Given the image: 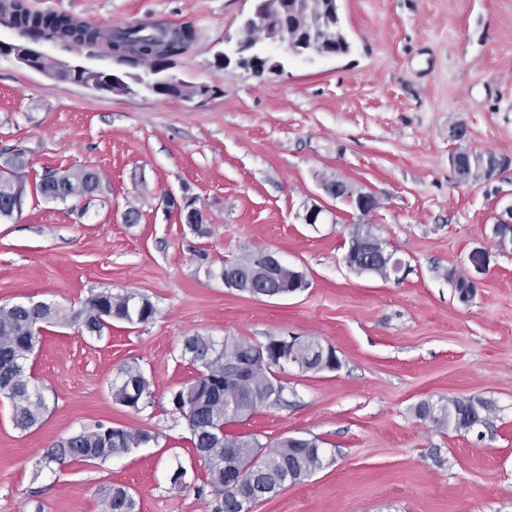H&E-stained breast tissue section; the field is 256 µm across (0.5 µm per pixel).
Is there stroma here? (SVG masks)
<instances>
[{"label":"stroma","mask_w":512,"mask_h":512,"mask_svg":"<svg viewBox=\"0 0 512 512\" xmlns=\"http://www.w3.org/2000/svg\"><path fill=\"white\" fill-rule=\"evenodd\" d=\"M108 31L133 23L191 25L173 60L201 104L159 94L60 84L0 56V161L25 150L29 192L0 223V305L27 298L80 308L96 292L134 291L156 308L147 323L113 322L102 340L44 330L29 364L49 409L16 429L0 402V512H103L101 491L127 487L139 512H208L207 497L171 482L176 464L199 477L185 420L170 395L190 381L185 337L252 343L310 336L336 369L279 375L283 403L258 409L231 432L272 444L319 439L323 468L253 512H512V251H494L470 301L448 270L492 248V226L512 204V0H339L349 52L292 60L252 76L218 62L239 37L251 0H25ZM465 148L506 157L493 176L461 181L451 128ZM101 173L90 197L51 201L34 187L49 170ZM344 180L379 202L368 216L324 195ZM197 197L202 232L164 209V194ZM325 223H302L306 205ZM140 212L127 224L128 209ZM373 225L399 276L348 268L350 232ZM276 251L308 288L257 298L226 288L225 261ZM138 365L152 402L117 405L110 385ZM469 400L480 432L416 418L420 403ZM105 422L147 429L155 442L98 464L35 475L44 449Z\"/></svg>","instance_id":"stroma-1"}]
</instances>
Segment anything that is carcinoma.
Instances as JSON below:
<instances>
[{"label": "carcinoma", "instance_id": "carcinoma-1", "mask_svg": "<svg viewBox=\"0 0 512 512\" xmlns=\"http://www.w3.org/2000/svg\"><path fill=\"white\" fill-rule=\"evenodd\" d=\"M281 4L277 13L262 20V28L288 23L301 32L318 30L326 40L329 54H343L350 50L341 20L321 16L318 0H281ZM19 21L26 35L38 38L51 31L70 47L93 48L103 38L98 28L79 23L65 13L33 14L22 6ZM193 38L194 30L190 26L184 27L181 35L173 37L165 27L130 24L114 29L109 42L115 48L132 46L144 51H152L162 45L166 52L181 55ZM26 166L27 160L22 150L11 154L0 166V221L12 218V204L26 196L27 185L23 176ZM99 187L97 171L81 168L52 170L44 175L36 190L47 200L65 201L92 195ZM224 269L238 278L242 292L252 289L254 283L266 281L264 269L255 262L251 252L224 262ZM100 307L110 313L105 323L98 321L95 316ZM155 314L156 309L147 297L134 292L115 294L109 290L92 295L76 311L43 300L37 305L27 302L1 305L0 397L10 406L14 426L25 431L39 423L47 410L45 396L28 370V361L41 342L43 328L75 326L79 332L99 339L112 326L114 319L130 325L143 324ZM257 348L258 345L241 336H226L218 343L209 337L195 335L186 337L183 343L182 355L197 366L195 378L182 387L190 396L193 410L184 419L194 452L207 466L205 485L211 489L209 512H240L236 499L224 493L226 452L230 450L246 462L264 448L253 434L227 432L225 427L228 421L224 420V402L230 398H240L234 389L224 386V362L230 359L247 361ZM295 354L299 369L305 372L324 370L322 354L317 347L303 343ZM121 376L134 385L140 395L134 411L138 412L151 404L150 382L138 365H125L121 368ZM469 413L476 414L475 406L470 401H453L439 407L424 402L415 411L416 417L421 420L428 419L438 427L452 426L457 430L464 428L462 419ZM154 439L155 435L147 429L128 430L99 423L47 449L35 463V475H40L45 469L52 471L54 466L67 462H105L128 454ZM268 454L273 457L272 468L260 474L244 473L243 487L255 493H266L289 475L300 481L324 465L325 452L315 438L302 446L290 445L286 438L280 439L269 447ZM105 512H137V503L127 489L112 486L105 490Z\"/></svg>", "mask_w": 512, "mask_h": 512}]
</instances>
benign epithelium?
<instances>
[{
  "label": "benign epithelium",
  "instance_id": "obj_1",
  "mask_svg": "<svg viewBox=\"0 0 512 512\" xmlns=\"http://www.w3.org/2000/svg\"><path fill=\"white\" fill-rule=\"evenodd\" d=\"M13 0H0V26L7 27L15 33L10 42L0 40V55H10L25 67L41 72L51 73L64 84L74 81L78 84L92 87L98 91L110 92L118 87L130 92L132 88L124 81L129 76L127 72H108L93 70L79 63L58 61L48 56L39 46L43 41H54L56 37L48 34L41 38L27 36L19 25L18 14L11 6ZM252 9L243 22L245 27H255L260 24V17L271 7V0H251ZM224 66L234 65L255 76L266 73H277L284 69V61L288 59H312L322 56L316 48L317 39L310 42L296 43L281 33H273L260 42H247L241 38L224 39ZM112 61L126 64L138 69L135 82L149 91H155L159 86L166 85L177 88L183 83L182 77L173 71L172 57H163L157 67L148 66L138 52L127 49L112 51ZM450 162L460 178L466 179L474 167L483 169L485 175H492L502 167L506 160L493 154L475 155L467 149L457 148L450 155ZM323 192L334 200H348L354 203L356 209L364 216L378 207L377 199L368 192L355 190L350 184L339 179L324 180L321 183ZM191 198L183 196L176 198L166 196L163 202L167 208L183 215L186 224H206L208 215L205 209L189 205ZM329 208L322 204L313 203L306 207L302 216L303 223L311 226L322 223L323 215ZM508 218L501 219L492 227L494 245L500 252L512 251V204L506 208ZM492 252L485 247H476L468 255L465 275L471 284L477 283V276L489 269ZM344 260L348 267L362 274L370 270L368 263L378 260L389 266L390 273L397 274L402 270L400 260L386 252L382 241L372 230V225L364 224L352 231L348 241V249ZM254 369V364L248 362H228L225 364V376L228 380L240 385L246 383ZM241 468L235 464L224 467V491L238 493L241 487Z\"/></svg>",
  "mask_w": 512,
  "mask_h": 512
}]
</instances>
